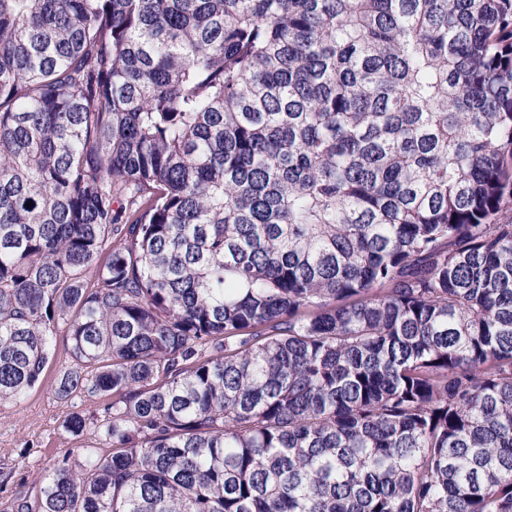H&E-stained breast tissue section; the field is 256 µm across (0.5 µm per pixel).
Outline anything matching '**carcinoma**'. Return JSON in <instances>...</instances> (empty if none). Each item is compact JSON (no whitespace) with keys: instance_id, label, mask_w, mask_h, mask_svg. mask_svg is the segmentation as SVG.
<instances>
[{"instance_id":"1","label":"carcinoma","mask_w":512,"mask_h":512,"mask_svg":"<svg viewBox=\"0 0 512 512\" xmlns=\"http://www.w3.org/2000/svg\"><path fill=\"white\" fill-rule=\"evenodd\" d=\"M112 395L42 512H512V0H0V400Z\"/></svg>"}]
</instances>
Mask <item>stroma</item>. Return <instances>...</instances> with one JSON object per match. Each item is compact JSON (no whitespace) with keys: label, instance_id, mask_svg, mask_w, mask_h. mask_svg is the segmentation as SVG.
<instances>
[{"label":"stroma","instance_id":"35a3bbf8","mask_svg":"<svg viewBox=\"0 0 512 512\" xmlns=\"http://www.w3.org/2000/svg\"><path fill=\"white\" fill-rule=\"evenodd\" d=\"M71 365L67 339L58 336L40 383L22 401H0V512H15L20 498L39 506L48 475L61 459L77 469L87 456L112 452L100 430L105 399L77 392L62 399L56 394ZM75 414L86 422L83 432L64 427Z\"/></svg>","mask_w":512,"mask_h":512}]
</instances>
